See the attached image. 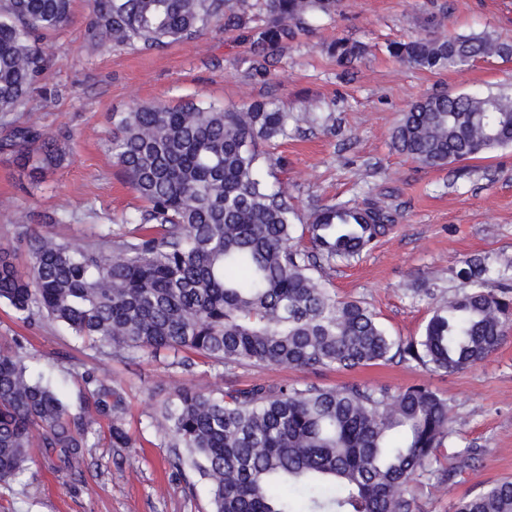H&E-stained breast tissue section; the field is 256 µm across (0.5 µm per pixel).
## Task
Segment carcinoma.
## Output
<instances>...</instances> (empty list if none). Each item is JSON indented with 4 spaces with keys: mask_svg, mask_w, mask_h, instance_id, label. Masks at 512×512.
Returning a JSON list of instances; mask_svg holds the SVG:
<instances>
[{
    "mask_svg": "<svg viewBox=\"0 0 512 512\" xmlns=\"http://www.w3.org/2000/svg\"><path fill=\"white\" fill-rule=\"evenodd\" d=\"M341 0H92V29L115 49L190 42L211 23L250 43V74L266 79L268 56L298 31L332 17ZM72 0H0V117L24 105L47 64L46 32L67 23ZM340 65L367 47H330ZM389 54L430 72L512 56V43L482 35H433L393 42ZM297 117L271 100L236 108L214 103L138 105L111 116L110 149L144 209L74 245L22 226L31 254L23 275L0 252V302L18 318L59 323L92 346L187 366V354L227 371L242 364L351 370L398 360L432 372L484 361L512 325V289L466 262V287L434 304L421 335L389 336L359 301L338 300L315 275L350 263L395 222L384 202L328 204L308 223L261 146L286 139ZM35 175L58 159L34 120L11 133ZM396 148L428 167L476 159L512 145V89L432 93L398 120ZM93 406L73 415L55 388L33 378L19 347L0 344V483L45 449L56 472H77L102 418L112 447L132 448L124 399L88 376ZM150 426L175 449L171 465L208 485L212 512H417L408 485L443 487L458 474L439 468L437 449L454 433L448 400L425 383L397 391L357 383L228 387L184 384ZM454 512H512V480L460 499Z\"/></svg>",
    "mask_w": 512,
    "mask_h": 512,
    "instance_id": "1",
    "label": "carcinoma"
}]
</instances>
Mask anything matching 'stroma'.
Masks as SVG:
<instances>
[{"mask_svg":"<svg viewBox=\"0 0 512 512\" xmlns=\"http://www.w3.org/2000/svg\"><path fill=\"white\" fill-rule=\"evenodd\" d=\"M91 16L90 0H73L70 21L45 38L49 62L37 90L19 111L0 118V248L13 252L21 271H28L30 254L18 226L49 224L69 241L84 243L101 226L119 224L143 208L109 149L113 113L155 101L179 106L272 99L297 114L308 106L321 115L317 124L300 122L272 149L286 163L281 178L301 215L325 204L382 199L396 216L357 262L322 269L338 298L362 302L391 336L408 340L420 336L435 300L463 288L457 273L466 261L481 259L492 285L512 287V147L431 168L392 142L401 113L426 94L512 84V58L429 72L386 51L389 42L427 37L437 22L451 33L512 41V0H343L341 14L317 22L271 59L265 81L247 73L249 43L220 25H208L190 43L116 49L93 34ZM341 38L369 47L349 68L328 51ZM33 116L62 151L61 162L36 181L8 145L12 127ZM64 210L71 221L57 223ZM0 342L21 344L30 372L52 379L71 410L91 402L87 374L111 381L125 400L124 424L137 442L112 447L109 423L101 421L72 477L47 469L42 449H31L20 481L0 487V512H211L205 483L176 475L170 448L148 426L159 405L173 397L176 377L204 391L298 382L396 390L423 382L447 399L457 420L438 455L442 465L460 472L439 491L424 479L413 483L418 512H453L458 499L512 479V330L486 360L454 373L413 363L313 371L244 364L228 375L197 360L174 374L146 356L130 359L106 347H85L62 325L22 323L3 303ZM466 448L476 454L463 462L458 454Z\"/></svg>","mask_w":512,"mask_h":512,"instance_id":"obj_1","label":"stroma"}]
</instances>
